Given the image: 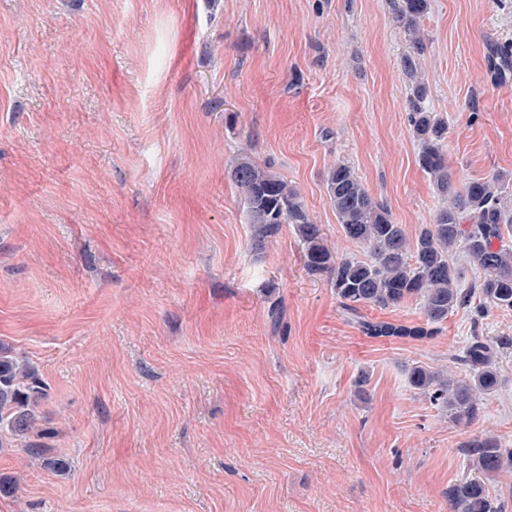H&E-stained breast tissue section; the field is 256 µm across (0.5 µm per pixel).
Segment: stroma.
<instances>
[{"label": "stroma", "instance_id": "35a3bbf8", "mask_svg": "<svg viewBox=\"0 0 512 512\" xmlns=\"http://www.w3.org/2000/svg\"><path fill=\"white\" fill-rule=\"evenodd\" d=\"M396 3L0 0V343L38 368L42 443L69 462L0 448V512H449L459 444L512 448V312L365 336L291 226L253 248L230 178L270 165L340 257L367 252L336 221L334 163L408 236L433 223ZM421 28L450 170L512 194V73L489 56L512 0H430ZM476 334L499 385L464 426L408 370L463 374Z\"/></svg>", "mask_w": 512, "mask_h": 512}]
</instances>
